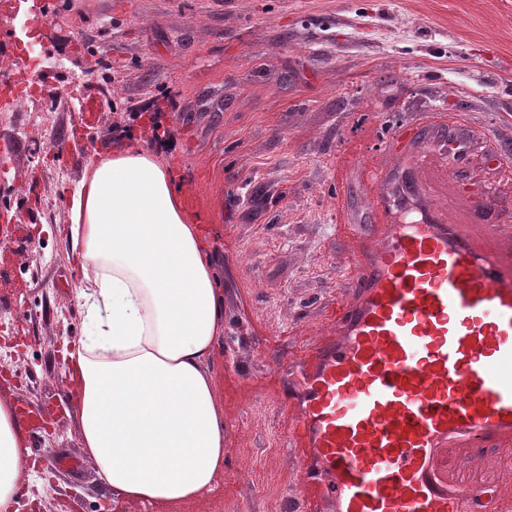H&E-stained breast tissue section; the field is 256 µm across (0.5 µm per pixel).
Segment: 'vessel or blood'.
Returning a JSON list of instances; mask_svg holds the SVG:
<instances>
[{
	"mask_svg": "<svg viewBox=\"0 0 512 512\" xmlns=\"http://www.w3.org/2000/svg\"><path fill=\"white\" fill-rule=\"evenodd\" d=\"M388 223L359 255L336 340L319 350L294 416L324 512H512L453 471L461 451L512 447V228L448 219L411 158Z\"/></svg>",
	"mask_w": 512,
	"mask_h": 512,
	"instance_id": "vessel-or-blood-1",
	"label": "vessel or blood"
}]
</instances>
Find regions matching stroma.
<instances>
[{
    "label": "stroma",
    "mask_w": 512,
    "mask_h": 512,
    "mask_svg": "<svg viewBox=\"0 0 512 512\" xmlns=\"http://www.w3.org/2000/svg\"><path fill=\"white\" fill-rule=\"evenodd\" d=\"M0 0V47L34 44L40 94L0 113V401L50 417L44 484L18 512H321L292 437L296 393L352 291L365 192L449 130L468 134L451 186L459 207L488 193L512 215V0ZM65 26H56V19ZM93 112L88 137L74 136ZM157 116L191 223L210 247L224 334L210 359L224 410L213 492L162 508L116 503L80 446L63 353L83 330L68 202L89 161L129 143L155 150ZM410 138L392 140L396 128ZM42 229L27 238L29 225ZM464 479L512 497V455L463 453Z\"/></svg>",
    "instance_id": "stroma-1"
}]
</instances>
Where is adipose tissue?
<instances>
[{
	"mask_svg": "<svg viewBox=\"0 0 512 512\" xmlns=\"http://www.w3.org/2000/svg\"><path fill=\"white\" fill-rule=\"evenodd\" d=\"M88 168L69 237L85 323L69 354L81 446L113 499H193L213 490L226 454L209 368L224 332L212 256L152 153L131 143ZM29 458L0 402V512L38 482Z\"/></svg>",
	"mask_w": 512,
	"mask_h": 512,
	"instance_id": "1",
	"label": "adipose tissue"
}]
</instances>
